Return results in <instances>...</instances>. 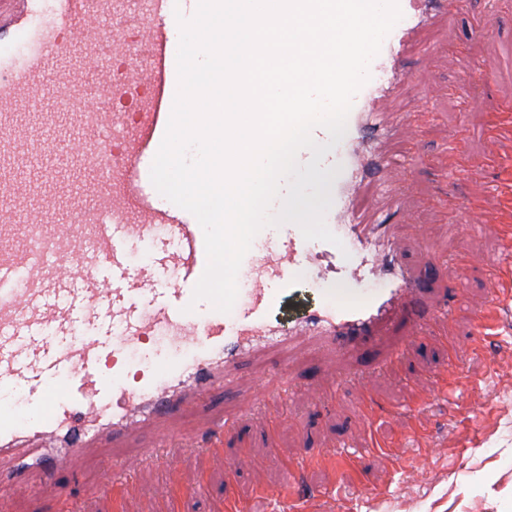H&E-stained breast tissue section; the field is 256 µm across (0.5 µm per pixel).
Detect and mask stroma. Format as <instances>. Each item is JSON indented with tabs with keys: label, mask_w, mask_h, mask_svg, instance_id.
I'll return each mask as SVG.
<instances>
[{
	"label": "stroma",
	"mask_w": 512,
	"mask_h": 512,
	"mask_svg": "<svg viewBox=\"0 0 512 512\" xmlns=\"http://www.w3.org/2000/svg\"><path fill=\"white\" fill-rule=\"evenodd\" d=\"M483 2L468 0L455 19L436 15L414 32L413 44L430 46L433 64L423 69L417 54L409 55L406 78L412 89L401 105L432 118L414 173L392 169L378 199L382 208L400 201L391 218L393 232L420 272L438 274L430 302L447 306L448 320L385 327L367 356L301 341L288 351L295 391L284 402L260 394L268 359L245 362L231 393L214 391L205 409L189 410L169 424L190 436L214 419L237 418L235 433L224 440L223 458L190 444L159 447V433L150 429L96 438L59 477L72 493L73 512H167L178 491L181 512H224L229 489L250 512H282L269 494L283 483V454L305 449L319 456L306 475L315 495L311 512H512V316L488 352L473 346L476 317L490 305L494 289L484 264L502 253L497 238L502 205L494 190L499 175L477 162L495 157L512 164V134L492 130L498 114L512 108V0H501L499 25L489 35L477 32ZM476 65L487 81L474 88L462 125L459 103L448 88ZM420 85L430 88L429 100L418 99ZM459 138L475 165L452 180L446 146ZM450 191L479 204L478 231L451 221L443 203ZM415 224L422 225L426 242L412 236ZM459 249L471 268L458 280L444 264ZM446 344L453 346L454 358L442 354ZM396 347L401 356L393 363L389 356ZM368 396L383 409L364 420L357 408ZM278 407L283 416L273 428L269 413ZM373 435L400 443L395 460L366 455L357 469L337 465V449L364 447ZM152 451L158 463L124 479L113 495L93 493L106 463L118 465ZM228 462L237 470L231 488L224 470ZM54 496L35 478L1 503L0 512H53Z\"/></svg>",
	"instance_id": "1"
}]
</instances>
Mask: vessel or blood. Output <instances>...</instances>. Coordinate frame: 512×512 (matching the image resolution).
<instances>
[{
    "label": "vessel or blood",
    "instance_id": "vessel-or-blood-1",
    "mask_svg": "<svg viewBox=\"0 0 512 512\" xmlns=\"http://www.w3.org/2000/svg\"><path fill=\"white\" fill-rule=\"evenodd\" d=\"M137 2L132 15L127 0H0V117L49 102L55 111L92 118L86 133L50 144L34 126L0 129V392L21 393L29 413L22 421L0 410V501L36 474L57 483L90 437L152 428L207 405L211 389L232 390L239 364L255 354L287 351L302 337L365 351L384 325L448 316L426 304L432 279L410 266L370 199L400 162L382 152L380 140L397 127L423 133L393 106L406 77L409 36L429 12L455 16L464 0H399L402 18L369 66L344 137L324 158L340 169L325 216L338 244L305 240L293 224L263 229L260 248L242 261L244 286L228 313L192 299L207 258L203 231L185 210L149 201L129 217L112 207V102L140 84L150 88L138 102L147 114L144 130L127 152L134 189L149 178L139 160L158 151L178 87L176 17L194 14L198 0ZM116 54L128 59L119 73L111 65ZM20 153L80 160L91 153L94 176L76 190L56 186L31 206L36 189L12 167ZM63 202L61 223L49 224L50 210ZM146 244L151 262L128 276V250ZM104 262L111 278L100 274ZM487 267L501 275L494 307H512V259ZM166 268L176 280L162 292L154 282ZM307 268L323 287L312 307L283 326L279 311L298 295ZM372 280L383 289H367ZM156 341L170 355L131 381L129 352L149 351ZM235 429V419L222 417L193 441L220 455Z\"/></svg>",
    "mask_w": 512,
    "mask_h": 512
}]
</instances>
